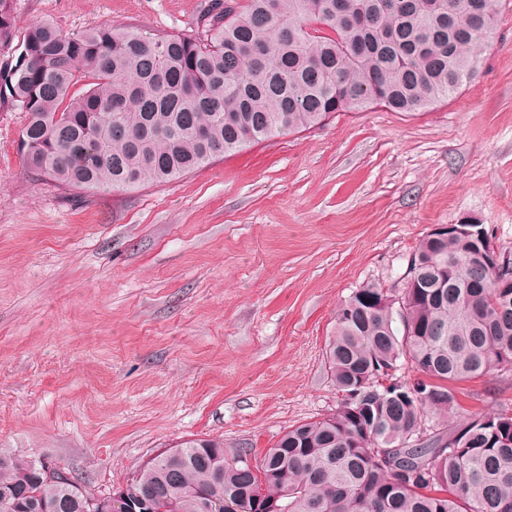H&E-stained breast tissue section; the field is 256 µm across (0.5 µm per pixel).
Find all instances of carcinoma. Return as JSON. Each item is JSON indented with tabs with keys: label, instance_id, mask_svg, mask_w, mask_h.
<instances>
[{
	"label": "carcinoma",
	"instance_id": "cac0c4a2",
	"mask_svg": "<svg viewBox=\"0 0 512 512\" xmlns=\"http://www.w3.org/2000/svg\"><path fill=\"white\" fill-rule=\"evenodd\" d=\"M397 2L209 0L188 33L40 22L17 43L0 0V49L17 52L0 100L24 113L26 166L60 186L171 183L337 112L431 108L480 75L496 0ZM490 241L483 224L428 233L405 307L370 286L345 299L326 348L341 400L288 427L254 468L224 462L222 441L189 439L135 471L137 486L157 512H512V412L459 401V384L512 372V284L480 262ZM406 363L420 376H397ZM0 512L91 508L33 460L1 455Z\"/></svg>",
	"mask_w": 512,
	"mask_h": 512
}]
</instances>
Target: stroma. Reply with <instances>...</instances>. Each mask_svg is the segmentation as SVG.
Masks as SVG:
<instances>
[{"label": "stroma", "mask_w": 512, "mask_h": 512, "mask_svg": "<svg viewBox=\"0 0 512 512\" xmlns=\"http://www.w3.org/2000/svg\"><path fill=\"white\" fill-rule=\"evenodd\" d=\"M17 34L100 23L177 34L204 0H12ZM483 71L424 112H339L166 184L65 188L30 171L0 103V455L43 458L104 493L184 440L259 460L333 413L336 309L400 291L437 224L474 219L512 254V0ZM481 413L512 378L464 383Z\"/></svg>", "instance_id": "stroma-1"}]
</instances>
